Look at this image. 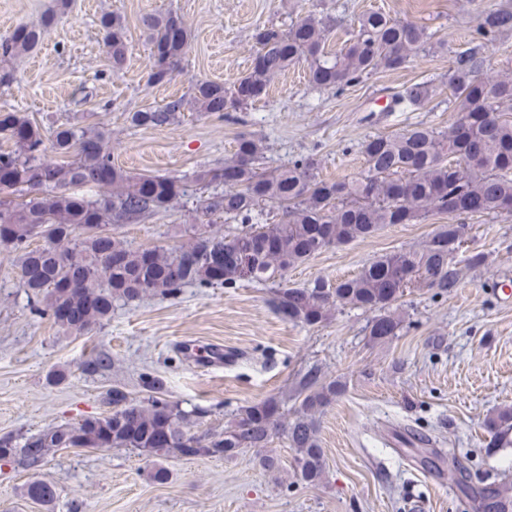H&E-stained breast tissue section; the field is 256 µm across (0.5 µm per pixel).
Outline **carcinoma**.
<instances>
[{
  "instance_id": "1",
  "label": "carcinoma",
  "mask_w": 512,
  "mask_h": 512,
  "mask_svg": "<svg viewBox=\"0 0 512 512\" xmlns=\"http://www.w3.org/2000/svg\"><path fill=\"white\" fill-rule=\"evenodd\" d=\"M65 6L66 0H57L39 24L18 27L0 38V85L10 81L12 62L39 42L56 10ZM143 25L152 46L149 79L161 83L186 53L188 28L174 13L151 15ZM99 26L112 67L117 68L127 54L124 22L105 13ZM480 28L486 37L508 31L512 12H484ZM332 32L330 23L313 13L287 31L258 29L248 72L230 87L197 83L196 109L238 112L265 95L275 76L301 61L307 63L314 86L340 89L371 71L402 68L427 42L421 26L381 12L363 15L356 33L336 51L330 48ZM486 48L487 43L477 42L453 60L448 88L454 118L448 130L419 125L370 137L363 145L367 169L357 178L324 180L312 157L261 171V141L241 136L234 157L224 166L193 175L199 188L221 184L224 191L203 200L207 223L185 228L188 242L170 249H133L114 229L168 209L187 195L183 181L128 175L112 163L103 132L63 124L48 147L28 117L1 112L0 135L12 146L0 149V170L10 176L13 187H25L34 196L21 203L0 196V246L17 256L19 287L38 312L62 329L84 334L101 325L119 301L192 285L232 288L241 280L274 284L314 255L371 237L388 224H416L432 213L448 216V223L419 250L385 253L334 284L319 279L307 287L280 288L273 300L275 310L288 321L308 327L326 321L335 308L376 311L368 336L383 342L399 329L400 320L390 308L407 289L426 282L451 294L458 287L459 272L448 255L469 233L463 218L512 216V77L493 74ZM431 94L429 85L415 83L393 104L419 105ZM181 107L176 100L134 112L131 123L169 125ZM87 186L99 194L74 192ZM265 204L281 211L279 221L252 222V214ZM226 220L249 228L233 236L212 229ZM35 238L44 245L32 247ZM141 382L149 392L147 400L137 403L114 388L109 397L112 412L47 428L22 444L10 435L1 436L0 454L19 456L27 467L38 468L57 448H133L152 461L150 478L162 484L169 472L161 459L182 457L190 448L198 456L230 458L243 448L267 447L282 426L296 452L300 480L314 484L322 479L326 464L317 440L316 413L342 394L343 385L326 381L320 369H310L299 381L301 400L292 419L282 422L281 402L269 397L238 408L231 425L219 434L191 433V423L206 410H186L169 400L156 377L144 375ZM486 428L491 441L500 442L512 430V407L490 417ZM26 448L35 449V455L29 456ZM24 492L40 503H50L55 496L53 486L38 478L27 482ZM475 502L481 512H500V487L484 486Z\"/></svg>"
}]
</instances>
